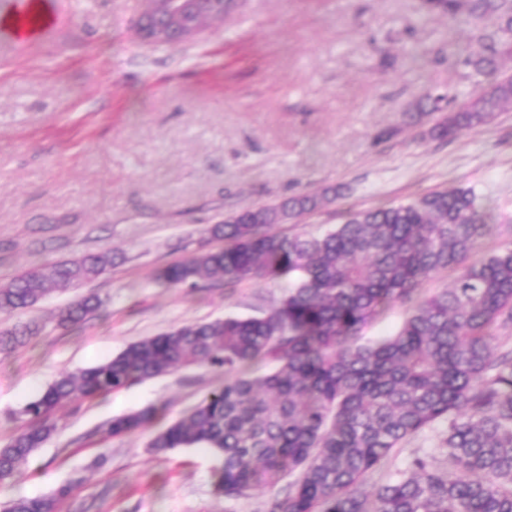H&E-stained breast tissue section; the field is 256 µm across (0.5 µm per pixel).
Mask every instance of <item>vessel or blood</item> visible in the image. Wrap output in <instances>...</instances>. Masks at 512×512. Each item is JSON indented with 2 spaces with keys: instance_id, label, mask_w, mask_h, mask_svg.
<instances>
[{
  "instance_id": "1",
  "label": "vessel or blood",
  "mask_w": 512,
  "mask_h": 512,
  "mask_svg": "<svg viewBox=\"0 0 512 512\" xmlns=\"http://www.w3.org/2000/svg\"><path fill=\"white\" fill-rule=\"evenodd\" d=\"M38 0H0V52L31 48L38 39L52 38L62 25L61 13L49 9L38 15Z\"/></svg>"
}]
</instances>
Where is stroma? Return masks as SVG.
<instances>
[{"label": "stroma", "mask_w": 512, "mask_h": 512, "mask_svg": "<svg viewBox=\"0 0 512 512\" xmlns=\"http://www.w3.org/2000/svg\"><path fill=\"white\" fill-rule=\"evenodd\" d=\"M57 39L0 62V283L24 269L112 250L110 271L31 308L0 312V328L34 323L26 344L0 353V446L21 410L59 375L193 322L268 312L284 281L188 292L157 270L220 247L209 229L237 210L344 187L287 235L343 223L347 212L470 186L499 216L477 252L512 245V108L451 141L426 137L408 114L429 91L466 98L463 59L495 16L429 18L423 0H233L223 21L176 45H142V0H64ZM95 293L81 329L58 307ZM222 372L180 368L56 411V429L0 483V504L75 490L58 512H266L254 491L214 492L209 448L149 447L152 430L101 433L148 406L170 423L222 385ZM438 423L405 442L390 472L435 457Z\"/></svg>", "instance_id": "1"}]
</instances>
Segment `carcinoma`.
I'll return each instance as SVG.
<instances>
[{
    "mask_svg": "<svg viewBox=\"0 0 512 512\" xmlns=\"http://www.w3.org/2000/svg\"><path fill=\"white\" fill-rule=\"evenodd\" d=\"M454 16L461 0H425ZM477 25L497 15L489 50L465 64L484 77L459 102L427 93L417 118L436 116L428 136L454 140L512 107V0H467ZM339 191L298 194L247 208L210 229L224 246L158 270L159 281L195 290L200 282L234 288L258 279L288 280L262 316L186 324L130 344L112 359L59 376L22 415L29 425L0 447V482L27 463L55 430L64 405L106 396L136 382L189 367L224 370V386L150 440L156 454L202 445L220 460L215 493L227 498L269 491L268 512H512V247L470 256L494 228L493 209L471 187L437 190L407 203L352 211L318 236L282 235L277 224L320 208ZM114 264L112 251L26 269L0 284V312L30 308L56 291L79 288ZM452 283L426 295L436 274ZM407 306L396 334L363 341L387 309ZM102 309L94 294L59 308L77 329ZM38 332L31 324L0 331V351ZM269 370L253 377L249 369ZM150 406L114 416L105 434L154 425ZM443 422L439 448L448 470L426 458L367 491L401 444ZM291 478L288 491L274 492ZM74 487L12 499L0 512H55Z\"/></svg>",
    "mask_w": 512,
    "mask_h": 512,
    "instance_id": "1",
    "label": "carcinoma"
}]
</instances>
